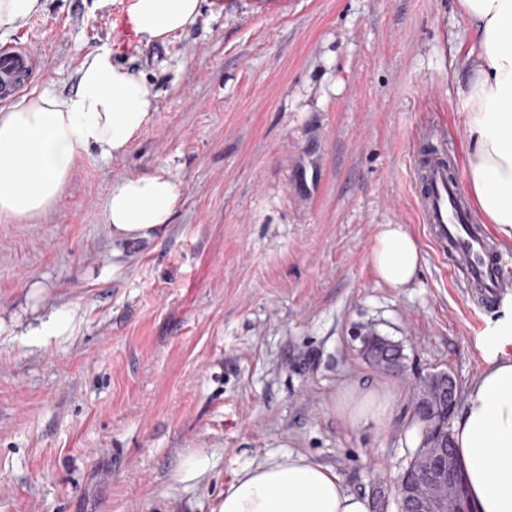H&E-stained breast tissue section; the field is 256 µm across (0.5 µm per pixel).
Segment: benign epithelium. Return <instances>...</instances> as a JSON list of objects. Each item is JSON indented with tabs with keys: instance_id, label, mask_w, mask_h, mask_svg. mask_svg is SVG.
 <instances>
[{
	"instance_id": "obj_1",
	"label": "benign epithelium",
	"mask_w": 512,
	"mask_h": 512,
	"mask_svg": "<svg viewBox=\"0 0 512 512\" xmlns=\"http://www.w3.org/2000/svg\"><path fill=\"white\" fill-rule=\"evenodd\" d=\"M364 349L375 365L386 370L403 367L401 353L365 342ZM418 472L397 482L400 512H464L461 492L454 482L456 463L447 444L429 443L416 461Z\"/></svg>"
}]
</instances>
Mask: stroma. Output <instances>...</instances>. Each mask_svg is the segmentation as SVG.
Masks as SVG:
<instances>
[{"label":"stroma","instance_id":"35a3bbf8","mask_svg":"<svg viewBox=\"0 0 512 512\" xmlns=\"http://www.w3.org/2000/svg\"><path fill=\"white\" fill-rule=\"evenodd\" d=\"M15 42L44 57L25 90L72 92L107 47L158 98L128 154L80 156L54 208L0 223V512H211L243 468L288 452L399 512L417 386L447 372L466 392L512 317V295L469 301L412 201L422 132L458 157L467 143L459 0H205L150 46L118 5L46 0L0 37ZM162 166L181 184L172 224L113 245V184ZM386 224L420 247L401 288L370 259ZM55 310L70 330L29 336ZM371 330L402 370L368 360ZM355 384L393 389L383 427L340 414ZM189 456L208 468L185 482Z\"/></svg>","mask_w":512,"mask_h":512}]
</instances>
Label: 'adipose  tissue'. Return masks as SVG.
<instances>
[{
  "label": "adipose tissue",
  "instance_id": "ef3b65f1",
  "mask_svg": "<svg viewBox=\"0 0 512 512\" xmlns=\"http://www.w3.org/2000/svg\"><path fill=\"white\" fill-rule=\"evenodd\" d=\"M204 0H117L139 42L162 43L193 25ZM473 33V62L457 96L468 131L465 170L485 223L512 239V0H459ZM74 92L44 89L0 108V222L32 221L50 210L67 186L75 159L125 155L156 110L143 73L112 59L87 57ZM180 183L167 168L112 186L107 220L116 241L146 239L170 224ZM415 237L384 225L371 249L373 268L392 287L407 285L420 266ZM512 320L489 343L488 366L466 392L452 440L473 512H512ZM390 391L347 389L341 411L354 425H382ZM212 512H370V501L348 492L330 467L288 453L245 468Z\"/></svg>",
  "mask_w": 512,
  "mask_h": 512
}]
</instances>
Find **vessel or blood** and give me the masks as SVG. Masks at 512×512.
Segmentation results:
<instances>
[{
    "instance_id": "1",
    "label": "vessel or blood",
    "mask_w": 512,
    "mask_h": 512,
    "mask_svg": "<svg viewBox=\"0 0 512 512\" xmlns=\"http://www.w3.org/2000/svg\"><path fill=\"white\" fill-rule=\"evenodd\" d=\"M40 50L28 43L0 48V101L13 98L25 77L41 68ZM420 221L456 282L479 307L512 294V268L484 225L475 223L461 177L442 151L417 157L412 168Z\"/></svg>"
}]
</instances>
